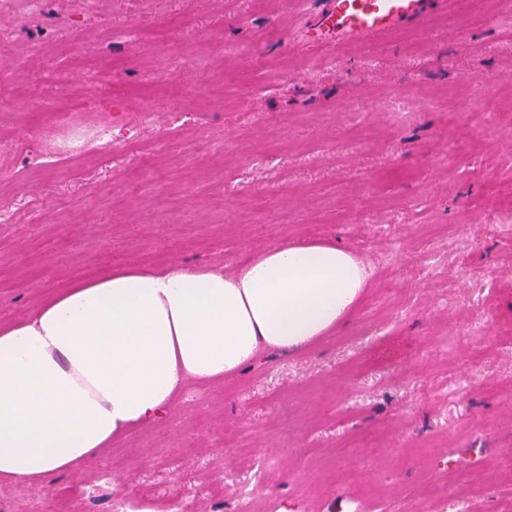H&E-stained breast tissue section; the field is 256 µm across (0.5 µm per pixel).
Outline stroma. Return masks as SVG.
Masks as SVG:
<instances>
[{
	"mask_svg": "<svg viewBox=\"0 0 512 512\" xmlns=\"http://www.w3.org/2000/svg\"><path fill=\"white\" fill-rule=\"evenodd\" d=\"M24 3L0 0V325L102 267L230 271L311 235L372 276L334 335L187 382L41 502L0 481V512H66L103 462L110 494L188 512H453L426 486L483 467L469 512H512L491 467L512 451V18L462 0L317 52L296 0ZM142 110L154 123L125 145ZM333 466L397 493L326 483Z\"/></svg>",
	"mask_w": 512,
	"mask_h": 512,
	"instance_id": "1",
	"label": "stroma"
}]
</instances>
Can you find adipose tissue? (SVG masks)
I'll return each mask as SVG.
<instances>
[{
  "instance_id": "adipose-tissue-1",
  "label": "adipose tissue",
  "mask_w": 512,
  "mask_h": 512,
  "mask_svg": "<svg viewBox=\"0 0 512 512\" xmlns=\"http://www.w3.org/2000/svg\"><path fill=\"white\" fill-rule=\"evenodd\" d=\"M368 267L333 242L267 249L227 272L170 264L98 273L0 326V480L41 485L155 424L189 379L319 343L364 300Z\"/></svg>"
}]
</instances>
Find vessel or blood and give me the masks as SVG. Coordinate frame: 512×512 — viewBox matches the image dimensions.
<instances>
[{"mask_svg":"<svg viewBox=\"0 0 512 512\" xmlns=\"http://www.w3.org/2000/svg\"><path fill=\"white\" fill-rule=\"evenodd\" d=\"M455 3L456 0H316L305 39L317 48L328 38L375 41L403 29L422 27L431 15Z\"/></svg>","mask_w":512,"mask_h":512,"instance_id":"1","label":"vessel or blood"}]
</instances>
